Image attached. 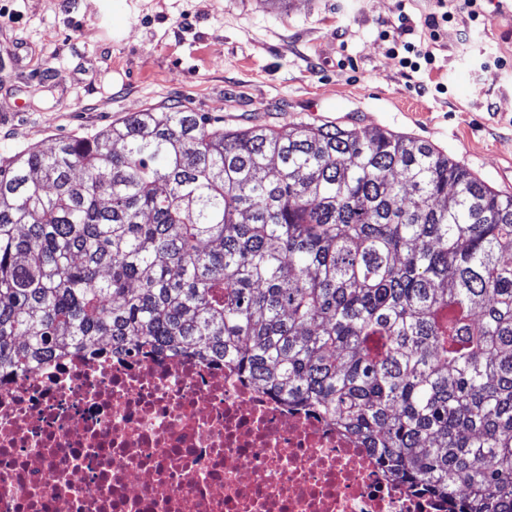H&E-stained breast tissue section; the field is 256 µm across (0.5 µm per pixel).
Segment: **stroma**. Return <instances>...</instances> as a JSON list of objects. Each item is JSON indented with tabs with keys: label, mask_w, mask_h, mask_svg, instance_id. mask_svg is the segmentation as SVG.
<instances>
[{
	"label": "stroma",
	"mask_w": 512,
	"mask_h": 512,
	"mask_svg": "<svg viewBox=\"0 0 512 512\" xmlns=\"http://www.w3.org/2000/svg\"><path fill=\"white\" fill-rule=\"evenodd\" d=\"M398 24L432 64L400 66ZM178 106L387 129L512 194V0H0V160Z\"/></svg>",
	"instance_id": "1"
}]
</instances>
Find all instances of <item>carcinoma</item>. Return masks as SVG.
I'll use <instances>...</instances> for the list:
<instances>
[{
  "label": "carcinoma",
  "instance_id": "1",
  "mask_svg": "<svg viewBox=\"0 0 512 512\" xmlns=\"http://www.w3.org/2000/svg\"><path fill=\"white\" fill-rule=\"evenodd\" d=\"M234 366L448 512L512 506V195L380 128L145 110L0 164V376Z\"/></svg>",
  "mask_w": 512,
  "mask_h": 512
}]
</instances>
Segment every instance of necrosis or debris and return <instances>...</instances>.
<instances>
[{
  "label": "necrosis or debris",
  "instance_id": "obj_1",
  "mask_svg": "<svg viewBox=\"0 0 512 512\" xmlns=\"http://www.w3.org/2000/svg\"><path fill=\"white\" fill-rule=\"evenodd\" d=\"M220 363L83 355L0 380V512H443Z\"/></svg>",
  "mask_w": 512,
  "mask_h": 512
}]
</instances>
